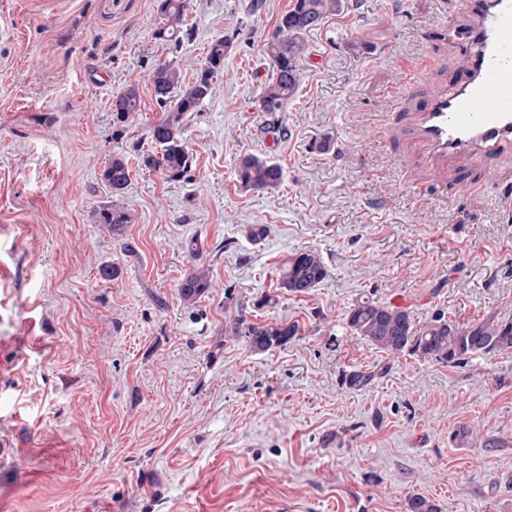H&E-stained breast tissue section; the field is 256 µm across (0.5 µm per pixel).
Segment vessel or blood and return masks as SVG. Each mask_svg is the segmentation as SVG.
Here are the masks:
<instances>
[{"instance_id": "b4317fda", "label": "vessel or blood", "mask_w": 512, "mask_h": 512, "mask_svg": "<svg viewBox=\"0 0 512 512\" xmlns=\"http://www.w3.org/2000/svg\"><path fill=\"white\" fill-rule=\"evenodd\" d=\"M470 19L448 40L465 59L462 79L434 95L411 124L424 152L436 159L490 154L512 162V0H460Z\"/></svg>"}]
</instances>
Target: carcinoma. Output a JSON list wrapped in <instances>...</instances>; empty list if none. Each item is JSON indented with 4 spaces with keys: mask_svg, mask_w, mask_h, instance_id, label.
<instances>
[{
    "mask_svg": "<svg viewBox=\"0 0 512 512\" xmlns=\"http://www.w3.org/2000/svg\"><path fill=\"white\" fill-rule=\"evenodd\" d=\"M343 0H294L292 7L281 16L274 33L266 42L270 63L264 87L255 104L260 112H283L294 97L300 83L299 61L307 51L306 34L324 18L342 9ZM158 12L164 26L157 31L158 39L179 44L189 35L185 26L188 0H157ZM229 42L221 37L215 40L199 67L193 81L181 86L179 69L164 63L154 67L149 80L156 100L164 104L175 89L179 98L170 112L151 128V138L160 146V153L143 158L144 166L160 172L167 181L185 177L192 165V154L184 138V118L198 111L210 96L214 77L224 69V56ZM116 120L125 122L141 111L138 85L125 87L112 99ZM238 179L247 190H267L279 187L284 181L282 167L274 161L255 154L244 155L237 168ZM112 186V193L120 195L129 186L131 171L125 158L112 157L104 172ZM98 223L106 224L118 240L129 223L128 214L120 208L104 209ZM327 276L320 255L312 250L295 252L287 257L279 269V287L292 295L308 294ZM212 288L206 270L191 271L179 284V295L188 304L195 303ZM225 309L230 311L225 332L248 339L255 352H266L288 343L298 336L297 322L255 323L248 317L249 302L228 298ZM346 325L352 335L393 357L401 355L431 359L449 366H459L473 357L491 358L512 353V319L490 317L479 323L460 325L438 313L427 322L415 321L408 310L365 297L347 311ZM375 373L354 370L344 376L351 388L368 386ZM407 512H438L427 498L413 495L407 499Z\"/></svg>",
    "mask_w": 512,
    "mask_h": 512,
    "instance_id": "carcinoma-1",
    "label": "carcinoma"
}]
</instances>
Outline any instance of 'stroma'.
Returning a JSON list of instances; mask_svg holds the SVG:
<instances>
[{"label": "stroma", "instance_id": "stroma-1", "mask_svg": "<svg viewBox=\"0 0 512 512\" xmlns=\"http://www.w3.org/2000/svg\"><path fill=\"white\" fill-rule=\"evenodd\" d=\"M455 2L348 0L307 34L278 131L255 100L292 0H190L177 47L155 36L156 0H0V512H406L415 493L512 512V354L393 358L346 325L366 296L420 322L512 317V167L429 162L408 123L460 76ZM223 36L224 71L184 121L192 168L166 181L142 161L166 113L145 77L166 61L192 80ZM134 80L141 111L117 122ZM247 153L282 185L242 188ZM112 205L119 241L97 221ZM300 250L327 276L295 296L279 266ZM198 266L214 286L183 304ZM228 292L301 334L254 353L224 333ZM354 369L374 372L366 389L344 382ZM131 171L125 158L113 156L104 172L105 179L112 186L114 195H121L129 186ZM129 216L121 208L103 209L99 213L98 223L107 224L112 230V236L121 240L124 235V226L128 224Z\"/></svg>", "mask_w": 512, "mask_h": 512}]
</instances>
